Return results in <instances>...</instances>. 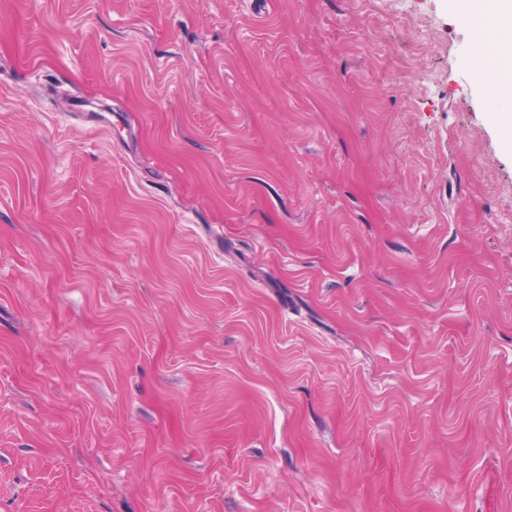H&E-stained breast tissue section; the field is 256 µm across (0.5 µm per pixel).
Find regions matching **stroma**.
<instances>
[{
    "mask_svg": "<svg viewBox=\"0 0 512 512\" xmlns=\"http://www.w3.org/2000/svg\"><path fill=\"white\" fill-rule=\"evenodd\" d=\"M457 0H0V512H512V96Z\"/></svg>",
    "mask_w": 512,
    "mask_h": 512,
    "instance_id": "obj_1",
    "label": "stroma"
}]
</instances>
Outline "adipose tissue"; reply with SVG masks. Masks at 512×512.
Returning a JSON list of instances; mask_svg holds the SVG:
<instances>
[{
  "label": "adipose tissue",
  "instance_id": "adipose-tissue-1",
  "mask_svg": "<svg viewBox=\"0 0 512 512\" xmlns=\"http://www.w3.org/2000/svg\"><path fill=\"white\" fill-rule=\"evenodd\" d=\"M493 35L478 38L476 56L482 75L494 92L512 89V0H491Z\"/></svg>",
  "mask_w": 512,
  "mask_h": 512
}]
</instances>
